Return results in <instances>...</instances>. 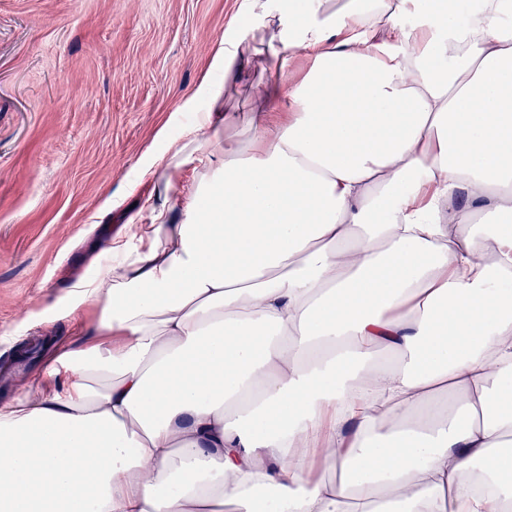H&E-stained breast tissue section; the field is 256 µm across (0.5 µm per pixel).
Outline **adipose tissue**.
Returning <instances> with one entry per match:
<instances>
[{"label":"adipose tissue","instance_id":"ef3b65f1","mask_svg":"<svg viewBox=\"0 0 512 512\" xmlns=\"http://www.w3.org/2000/svg\"><path fill=\"white\" fill-rule=\"evenodd\" d=\"M457 3L250 0L0 413V512L512 505V0Z\"/></svg>","mask_w":512,"mask_h":512}]
</instances>
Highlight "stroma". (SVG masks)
<instances>
[{"instance_id": "1", "label": "stroma", "mask_w": 512, "mask_h": 512, "mask_svg": "<svg viewBox=\"0 0 512 512\" xmlns=\"http://www.w3.org/2000/svg\"><path fill=\"white\" fill-rule=\"evenodd\" d=\"M248 0H0V411L34 391L53 317L108 228L141 211L159 130L187 132Z\"/></svg>"}]
</instances>
